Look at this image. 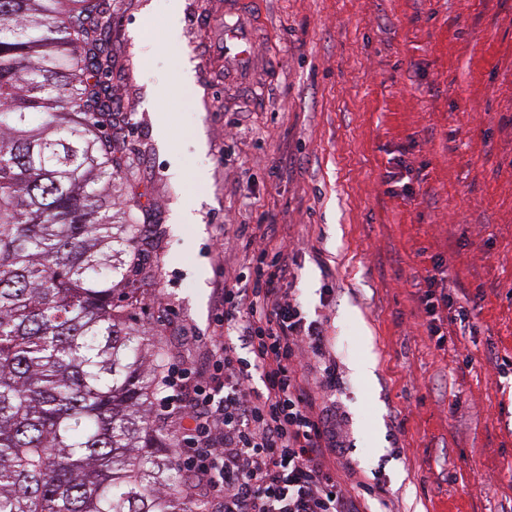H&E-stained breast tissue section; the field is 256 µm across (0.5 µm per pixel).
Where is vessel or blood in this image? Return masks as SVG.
I'll use <instances>...</instances> for the list:
<instances>
[{
	"instance_id": "obj_1",
	"label": "vessel or blood",
	"mask_w": 512,
	"mask_h": 512,
	"mask_svg": "<svg viewBox=\"0 0 512 512\" xmlns=\"http://www.w3.org/2000/svg\"><path fill=\"white\" fill-rule=\"evenodd\" d=\"M260 32L248 0H224V82L245 90L258 79L255 46Z\"/></svg>"
}]
</instances>
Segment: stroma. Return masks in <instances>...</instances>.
I'll use <instances>...</instances> for the list:
<instances>
[{
    "mask_svg": "<svg viewBox=\"0 0 512 512\" xmlns=\"http://www.w3.org/2000/svg\"><path fill=\"white\" fill-rule=\"evenodd\" d=\"M103 7L116 202L146 239L125 260L167 366L212 383L220 273L248 265L239 225H271L323 323L363 512H512V0H251L254 103L224 85V0ZM443 260L466 319L440 342L414 283Z\"/></svg>",
    "mask_w": 512,
    "mask_h": 512,
    "instance_id": "obj_1",
    "label": "stroma"
}]
</instances>
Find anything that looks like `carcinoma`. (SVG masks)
<instances>
[{
    "label": "carcinoma",
    "mask_w": 512,
    "mask_h": 512,
    "mask_svg": "<svg viewBox=\"0 0 512 512\" xmlns=\"http://www.w3.org/2000/svg\"><path fill=\"white\" fill-rule=\"evenodd\" d=\"M101 0H0V512H202L152 407Z\"/></svg>",
    "instance_id": "cac0c4a2"
}]
</instances>
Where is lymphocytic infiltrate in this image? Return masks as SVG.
Instances as JSON below:
<instances>
[{"label": "lymphocytic infiltrate", "mask_w": 512, "mask_h": 512, "mask_svg": "<svg viewBox=\"0 0 512 512\" xmlns=\"http://www.w3.org/2000/svg\"><path fill=\"white\" fill-rule=\"evenodd\" d=\"M240 233L253 252L248 275L225 276L218 290L224 336L211 361L221 388L191 383L186 372L164 378L178 457L205 489L207 512H359L336 475L341 443L301 363L325 338L284 287L287 253L270 251L261 227ZM419 285L428 333L440 335L451 298L433 272Z\"/></svg>", "instance_id": "lymphocytic-infiltrate-1"}]
</instances>
